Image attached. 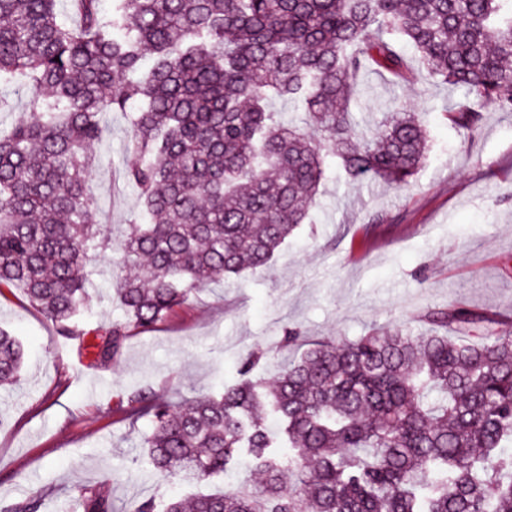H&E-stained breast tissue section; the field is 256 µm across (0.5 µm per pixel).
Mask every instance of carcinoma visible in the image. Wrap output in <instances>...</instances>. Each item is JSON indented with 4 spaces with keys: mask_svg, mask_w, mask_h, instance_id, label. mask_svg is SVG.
<instances>
[{
    "mask_svg": "<svg viewBox=\"0 0 512 512\" xmlns=\"http://www.w3.org/2000/svg\"><path fill=\"white\" fill-rule=\"evenodd\" d=\"M0 0V80L29 87L27 116L0 131V287L77 342L93 364L121 355L201 289L268 264L305 223L325 147L355 180L402 185L429 148L421 120L393 105L361 130L348 111L360 74L400 87L415 69L459 88L461 129L512 112V0ZM301 101L284 122L273 98ZM131 113L123 172L140 211L112 234L86 183L102 116ZM112 252L126 317L81 321L91 256ZM426 331L374 330L306 343L284 327L268 380L245 379L174 404L144 390L154 469L192 482L251 459L261 481L189 500H137L131 512H512V326L463 305L431 309ZM20 342L0 330V383L17 381ZM80 512H112L98 489ZM33 494L3 512H43Z\"/></svg>",
    "mask_w": 512,
    "mask_h": 512,
    "instance_id": "obj_1",
    "label": "carcinoma"
}]
</instances>
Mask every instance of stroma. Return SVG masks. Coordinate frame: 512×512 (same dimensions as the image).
<instances>
[{
    "mask_svg": "<svg viewBox=\"0 0 512 512\" xmlns=\"http://www.w3.org/2000/svg\"><path fill=\"white\" fill-rule=\"evenodd\" d=\"M399 88L366 72L352 112L371 116L396 103L422 117L430 150L407 184L355 181L326 148V177L309 219L262 269L211 285L150 331H132L123 353L91 364L54 331L22 289H0V329L24 349L18 382L0 387V506L34 493L45 512H74L79 489L96 487L115 512L153 496L223 492L238 474L186 484L151 465L147 420H115L112 408L134 389L190 398L240 381V364L260 353L251 378L271 377L283 325L308 339H349L369 329L423 326L430 308L463 304L512 318V112L490 109L472 132L444 114L462 94L417 65ZM109 137L88 175L99 213L122 225L141 206L119 174L133 163L125 113L107 114ZM86 322L123 319L108 275L93 272Z\"/></svg>",
    "mask_w": 512,
    "mask_h": 512,
    "instance_id": "obj_1",
    "label": "stroma"
}]
</instances>
